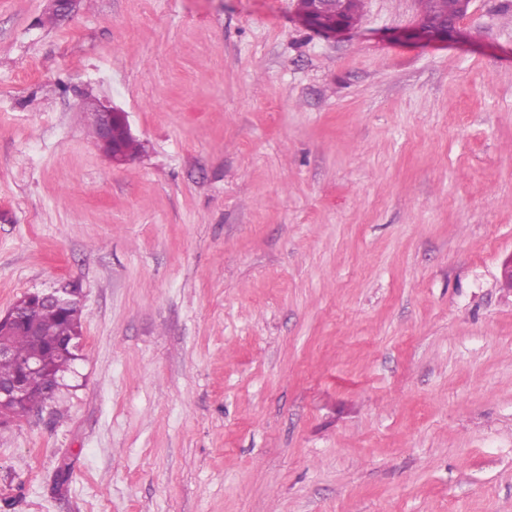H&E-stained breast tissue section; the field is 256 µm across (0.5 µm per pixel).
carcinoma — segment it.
Here are the masks:
<instances>
[{
	"label": "carcinoma",
	"mask_w": 512,
	"mask_h": 512,
	"mask_svg": "<svg viewBox=\"0 0 512 512\" xmlns=\"http://www.w3.org/2000/svg\"><path fill=\"white\" fill-rule=\"evenodd\" d=\"M361 11L362 0H336V13H347L353 26L359 23ZM459 11L460 0H425L420 25L431 27L438 22L451 20L458 16ZM81 315L77 304L66 309L46 304L36 315L34 330L22 327L1 329L0 340L13 348L15 357L0 360V378L14 376L20 363L30 358L42 360L48 372L53 374L70 371L76 354L61 342L66 338H80ZM27 382L29 391L25 398V409L30 410L56 398V390L47 386L45 375H30Z\"/></svg>",
	"instance_id": "obj_1"
}]
</instances>
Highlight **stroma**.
I'll use <instances>...</instances> for the list:
<instances>
[{
	"instance_id": "stroma-1",
	"label": "stroma",
	"mask_w": 512,
	"mask_h": 512,
	"mask_svg": "<svg viewBox=\"0 0 512 512\" xmlns=\"http://www.w3.org/2000/svg\"><path fill=\"white\" fill-rule=\"evenodd\" d=\"M51 12L0 0V316L73 289L82 336L0 512H512V0ZM307 6L298 10V18L300 22L309 29L323 33L328 36H336L343 32L349 31L352 27L356 26L361 19L362 0H348L345 4L344 0H306ZM335 3L336 16L340 13L346 12L348 20L351 24L349 26L345 20L336 22V19H331L330 15L333 12L330 2ZM423 14L420 20L422 27H431L441 21H448L437 25L435 28L427 30L420 26L414 29L413 35L417 38L427 41L447 40L448 36L454 35L460 18V0H424ZM89 111L87 119L97 128L89 126V132L98 139L103 153L113 165L127 163L124 142L132 135L127 114L101 105L92 106Z\"/></svg>"
}]
</instances>
